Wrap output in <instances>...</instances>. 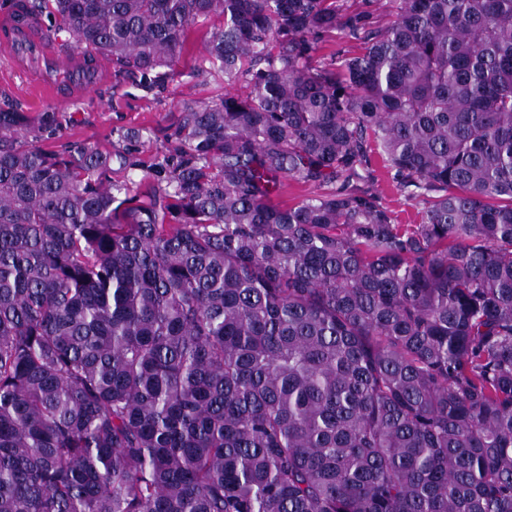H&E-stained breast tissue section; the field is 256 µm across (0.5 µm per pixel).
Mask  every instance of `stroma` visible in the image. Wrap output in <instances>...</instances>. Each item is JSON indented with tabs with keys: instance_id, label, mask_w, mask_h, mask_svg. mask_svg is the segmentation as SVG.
I'll return each mask as SVG.
<instances>
[{
	"instance_id": "35a3bbf8",
	"label": "stroma",
	"mask_w": 512,
	"mask_h": 512,
	"mask_svg": "<svg viewBox=\"0 0 512 512\" xmlns=\"http://www.w3.org/2000/svg\"><path fill=\"white\" fill-rule=\"evenodd\" d=\"M213 28L210 20L195 25L180 57L177 76L160 93L147 96L135 88L131 79L111 77L90 96L63 107V128L55 138L45 141V148L56 150L66 142L79 140L111 150L118 147L120 132L140 131L143 138L136 154L138 169L114 175L116 181L127 182L132 190H139L144 172L151 170L169 147L170 125L180 104L208 103L224 94L223 85L201 71L205 43ZM32 83L31 76L12 70L8 51L0 48V97L12 100L27 112L48 109V101L32 97ZM356 185L376 196L402 223L416 220L423 208L421 199L409 197L396 188L379 156H371Z\"/></svg>"
}]
</instances>
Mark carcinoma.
Returning a JSON list of instances; mask_svg holds the SVG:
<instances>
[{
  "label": "carcinoma",
  "instance_id": "1",
  "mask_svg": "<svg viewBox=\"0 0 512 512\" xmlns=\"http://www.w3.org/2000/svg\"><path fill=\"white\" fill-rule=\"evenodd\" d=\"M389 3L14 0L146 94L217 16L224 96L143 200L0 102V512H512V0ZM365 168L359 171L361 179L354 180L351 183L353 186L368 190L376 196L402 224H408L418 218V212L423 208L421 198H411L396 188L379 156L371 154ZM338 186L339 183H337L336 186H319L314 184H299L294 181H288V187L281 192L276 201L281 204H293L305 197L322 194Z\"/></svg>",
  "mask_w": 512,
  "mask_h": 512
}]
</instances>
